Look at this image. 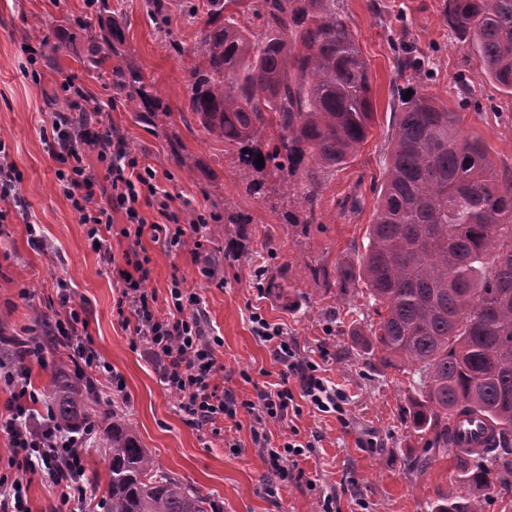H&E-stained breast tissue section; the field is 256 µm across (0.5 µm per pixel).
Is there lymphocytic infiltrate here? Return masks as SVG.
<instances>
[{"label":"lymphocytic infiltrate","mask_w":512,"mask_h":512,"mask_svg":"<svg viewBox=\"0 0 512 512\" xmlns=\"http://www.w3.org/2000/svg\"><path fill=\"white\" fill-rule=\"evenodd\" d=\"M101 115V110H94L91 120L76 127L69 113H55L47 142L49 155L59 164L56 178L72 199L82 223L87 224L92 248L104 262H112L101 228L112 224L118 213L125 220L121 233L133 243H140L143 234L149 231L153 236H164L169 247L183 248L188 228L172 208L171 196L159 189L156 170L129 150L121 134L103 127ZM91 153L98 160L97 166L86 162ZM98 193L103 194L104 204L95 203ZM145 205L154 209L156 221H148L142 214ZM150 263L149 257L139 256L128 268L117 271L123 285L116 301L120 324L132 327L144 343L191 425L200 430L212 428L219 420L233 419L239 411H247L259 426L254 439L266 451L270 474L278 479L287 478L289 469L298 467L300 457L304 456L305 443L295 437L282 445H272L264 425L298 416L297 402L301 399L324 413L339 410L340 392L326 378L318 376L315 365L300 358L296 343L288 341L281 328L270 325L259 315L253 318L256 333L270 347L275 361L286 368L289 378L297 380L299 394H292L287 381L258 389L256 398L248 401L221 389L216 382L224 369L216 355L221 339L206 334L198 295L181 288L179 280H172L169 294L173 312L166 318L157 316L153 307L156 297L144 287L150 276ZM81 321L80 314L73 309L66 310L55 321L60 336L77 341L72 363L80 379L104 366L89 343L77 340ZM5 379L17 389L9 418L0 423V432L10 439V465L32 473L45 469L54 483L77 488L83 469L80 449L94 435L95 423L73 430L58 426L52 416L46 415L36 426L27 427L28 370L9 368Z\"/></svg>","instance_id":"1"}]
</instances>
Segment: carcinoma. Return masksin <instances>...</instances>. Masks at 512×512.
<instances>
[{"label":"carcinoma","mask_w":512,"mask_h":512,"mask_svg":"<svg viewBox=\"0 0 512 512\" xmlns=\"http://www.w3.org/2000/svg\"><path fill=\"white\" fill-rule=\"evenodd\" d=\"M196 47L181 51L190 111L205 134L232 147L246 190L260 175L288 179L290 224H315L319 189L365 143L374 120L369 69L337 0H201ZM448 26L477 53L486 75L512 94V0H448ZM109 38H91L86 62L130 89L142 118L164 123L157 92L122 64ZM414 79L420 58L396 57ZM267 148H262L260 141ZM264 158L257 167L256 155ZM341 289L363 285L375 317L351 335L388 367L414 376L410 419L448 453L456 411L487 414L512 435V169L497 172L460 115L412 90L401 100L385 178L357 264L336 267ZM50 411L72 427L88 418L87 388L67 364L54 371ZM108 449L106 512H210L209 499L162 472L136 429L114 410L97 421ZM475 490L512 494V459L496 448L463 467ZM431 512H482L480 497H442Z\"/></svg>","instance_id":"obj_1"}]
</instances>
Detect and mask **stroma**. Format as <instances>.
I'll return each mask as SVG.
<instances>
[{
  "instance_id": "stroma-1",
  "label": "stroma",
  "mask_w": 512,
  "mask_h": 512,
  "mask_svg": "<svg viewBox=\"0 0 512 512\" xmlns=\"http://www.w3.org/2000/svg\"><path fill=\"white\" fill-rule=\"evenodd\" d=\"M184 3L108 0L104 10L95 0H0V140L20 175L23 201L0 226V338L35 336L41 342V362L29 364V388L36 394L31 412L46 414L54 367L73 353L64 339L45 332L46 322L70 306L85 320L91 347L111 367L110 373L94 374L88 413L100 416L115 408L125 414L155 465L207 497L212 512H430L438 497H468V486L457 478L459 460L431 450L428 435L411 425L415 392L408 374L383 366L347 334L355 318L348 301L365 316L373 311L360 289L342 292L334 272L338 263L356 262L367 241L398 99L407 91L396 69L398 44H407L425 61L430 75L420 91L460 114L462 133L483 143L498 170L512 166V95L485 77L478 57L449 29L448 0H339L370 69L374 121L360 151L320 189L317 223L294 226L288 222L287 184L279 183L277 193L266 199L248 195L235 152L209 139L189 110L179 52L194 47L198 27L190 23ZM113 24L122 35L124 63L157 90L169 114L166 126L141 121L128 93L113 89L87 65L88 32ZM36 38L44 55L34 67L25 47ZM35 68L42 74L37 82L31 78ZM67 77L81 86L83 96L104 105L105 125L119 129L129 150L154 167L175 209L187 205L219 221L229 212L246 215L249 236L241 246L225 252L224 241L202 227L195 235L207 259L201 265L190 248L172 250L162 238L146 234L133 245L121 235L124 219L118 215L106 234L115 263L103 262L56 179L59 164L45 144L53 114L83 105V97L45 96V88ZM462 83L472 91L469 99L458 95ZM355 197L361 211H344V203ZM134 253L151 259L146 288L156 295L158 316L170 312L172 279L199 295L207 332L224 340L217 350L224 365L221 387L252 400L258 387L279 382L282 365L252 331L250 318L259 314L281 326L301 356L345 391L342 413L307 407L294 423L268 424L276 444L287 441L295 428L301 439H316L299 463L302 475L271 480L247 412L224 419L214 431L187 424L177 396L114 312L122 290L115 270ZM304 263L326 268L329 279L298 273ZM205 265L214 267V277L202 275ZM115 375L123 389L112 387ZM369 433L376 436V447L362 446ZM10 456V442L0 433V476L27 484L31 512H70L60 503L62 486L44 473L9 467ZM83 457L79 507L103 512L109 488L106 451L89 442ZM327 494L333 502L325 511L320 500Z\"/></svg>"
}]
</instances>
